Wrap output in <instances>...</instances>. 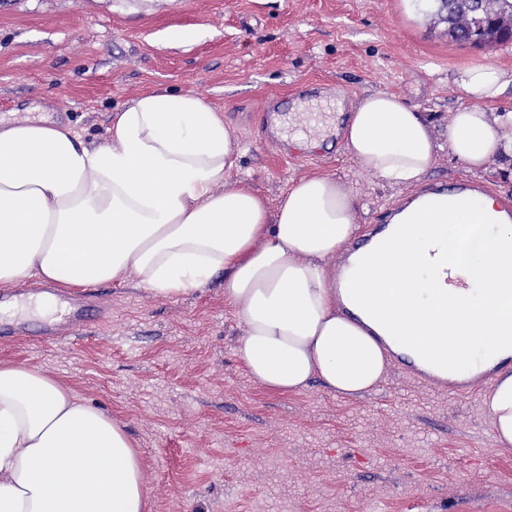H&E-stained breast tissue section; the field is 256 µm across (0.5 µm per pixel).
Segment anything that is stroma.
Wrapping results in <instances>:
<instances>
[{
    "instance_id": "stroma-1",
    "label": "stroma",
    "mask_w": 512,
    "mask_h": 512,
    "mask_svg": "<svg viewBox=\"0 0 512 512\" xmlns=\"http://www.w3.org/2000/svg\"><path fill=\"white\" fill-rule=\"evenodd\" d=\"M427 0H0V123L74 128L109 143L116 109L161 89L202 94L236 145L230 183L277 208L298 180L326 175L356 198L362 235L409 194L359 169L317 115L386 92L442 136L474 101L454 72H512V43L448 39ZM175 31L192 33L172 40ZM278 101L305 149L268 141ZM0 312V363L31 366L111 414L135 442L147 512H512V446L498 444L483 391L458 395L389 371L354 396L320 382L278 393L238 355L224 282L157 298L131 281L91 287L99 327L49 337L57 314Z\"/></svg>"
}]
</instances>
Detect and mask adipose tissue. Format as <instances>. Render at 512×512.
Here are the masks:
<instances>
[{"label":"adipose tissue","instance_id":"1","mask_svg":"<svg viewBox=\"0 0 512 512\" xmlns=\"http://www.w3.org/2000/svg\"><path fill=\"white\" fill-rule=\"evenodd\" d=\"M453 83L474 104L452 115L448 149L480 172L512 154L500 134L512 112L495 107L512 73L464 66ZM344 140L363 172L403 188L437 150L424 114L383 92L358 99ZM235 153L223 113L176 90L118 109L107 145L60 125L0 128V288L133 279L167 297L223 276L239 357L277 392L317 379L362 393L391 352L451 378L512 353V224L499 222L498 197L465 211L447 197L396 215L394 230L354 256L340 296L328 265L359 231L355 197L312 176L269 208L228 183ZM446 263L472 289H449ZM483 404L498 443L512 446L511 374ZM147 503L139 454L109 413L32 367L0 364V512H145Z\"/></svg>","mask_w":512,"mask_h":512}]
</instances>
